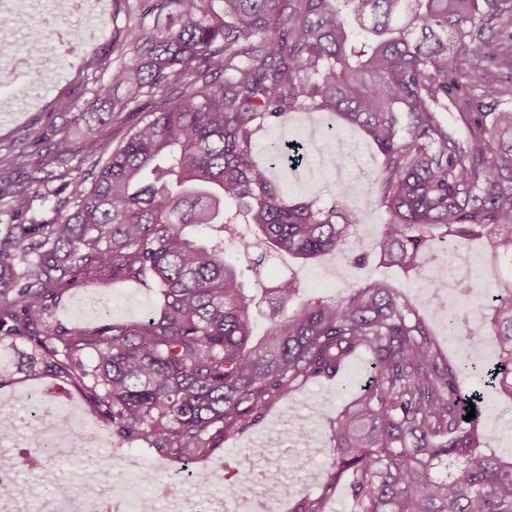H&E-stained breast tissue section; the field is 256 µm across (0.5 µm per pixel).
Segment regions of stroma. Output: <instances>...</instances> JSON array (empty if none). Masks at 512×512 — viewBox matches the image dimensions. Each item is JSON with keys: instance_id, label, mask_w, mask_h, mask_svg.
I'll list each match as a JSON object with an SVG mask.
<instances>
[{"instance_id": "obj_1", "label": "stroma", "mask_w": 512, "mask_h": 512, "mask_svg": "<svg viewBox=\"0 0 512 512\" xmlns=\"http://www.w3.org/2000/svg\"><path fill=\"white\" fill-rule=\"evenodd\" d=\"M151 0H119L112 5L109 22L110 36L100 47H85L83 60L72 66L64 79L53 83L49 94L22 112H0V159L16 153L27 155L30 167L38 168L58 154L77 156L84 165H91L95 156L114 149L125 132L123 120H111L92 134L81 131L82 123L77 116L94 104L100 86L109 84L112 69L129 60V31H147L158 24ZM104 55L108 65L100 66L95 55ZM305 144L307 152L302 165L296 169H274L273 174L289 200H310L317 207L330 206L343 198L362 216L355 240L356 251L369 254L370 260L362 271L351 268L347 254L322 256L318 264L308 266L291 257L266 260L261 281L272 286L281 278L297 274L303 287L309 292L333 298L341 297L346 285L355 278H383L391 282L405 297L419 308L431 326L441 349L451 359H462L469 350L465 329L456 334L448 332V293L436 291L429 280L432 271L450 268V254L443 243H436L438 254L432 267L406 275L399 269L381 265L374 258V243L379 236L386 215L374 198L365 192L379 169L377 153L360 130L345 126L335 118H322L319 111L301 109L291 113L287 123L276 125L262 132L257 139L256 156L260 163L270 161L274 145L288 140ZM347 151L351 160L347 167L335 169L319 163L320 153ZM473 270L471 293L458 299L456 305L466 321L478 319L483 310L485 294L495 288L499 278L496 263L489 247L482 242L471 243L466 251ZM154 289L134 281L117 280L109 289H102L90 278L82 279L79 287L72 289L53 309L56 322L64 327H94L111 322L141 321L156 308ZM371 368L367 356L353 358L340 380L325 378L295 383L290 397L273 402L261 419L234 436L225 439L221 448L214 450L203 460L186 458L159 460L154 449L144 444H129L117 437H109L102 458L136 456L143 463L160 462L159 480L172 484L175 494H191L204 498L214 488L196 479L178 480L181 471L209 470L216 464L238 469L232 483L238 489L248 491L257 505L268 506L269 512H288L299 499L326 493L325 512H349L348 492L345 484L335 483L331 477L332 426L338 414L359 392ZM18 412H26L31 395H38L45 419L69 417L73 425L98 426L99 420L92 412L83 395L55 377L16 375L5 389ZM487 400L495 404V412L485 418L481 431L490 448L505 459L512 457V401L491 392ZM272 434L282 435L288 456H280L287 492L279 503L267 504L262 487L245 481L243 474L250 465L244 459V450L263 444ZM59 478L55 483L46 482L40 473L28 471L19 474L18 484L24 498L19 503L21 512H34L45 500L56 499L78 507L81 497L82 469L74 457L54 458L48 463Z\"/></svg>"}]
</instances>
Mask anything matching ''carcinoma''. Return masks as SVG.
Segmentation results:
<instances>
[{"instance_id":"1","label":"carcinoma","mask_w":512,"mask_h":512,"mask_svg":"<svg viewBox=\"0 0 512 512\" xmlns=\"http://www.w3.org/2000/svg\"><path fill=\"white\" fill-rule=\"evenodd\" d=\"M166 24L132 34L129 63L112 70L98 122L150 107L124 141L92 164L35 170L70 196L55 219L32 216L0 236V383L15 344L28 372L79 388L122 441L161 458L204 456L257 422L298 380L338 378L359 352L372 375L336 418L331 467L350 512H512V461L482 445L494 408L467 387L512 400V284L490 294L472 348L492 330L498 352L477 365L445 360L427 322L383 279L355 280L338 299L299 301L294 277L245 292L263 259L234 247L309 261L346 250L361 215L345 201L290 202L256 159L258 134L308 107L364 131L382 158L366 193L387 215L376 255L404 273L435 258L434 236L485 240L512 257V83L490 82L466 60L512 69V0H155ZM460 111L465 133L445 113ZM0 161V200L32 208ZM101 287L153 282L159 308L93 331L51 322L79 276ZM266 319L255 335L254 319ZM475 417L466 419L469 404ZM255 479L271 500L286 491L265 448ZM325 493L291 512H323Z\"/></svg>"}]
</instances>
